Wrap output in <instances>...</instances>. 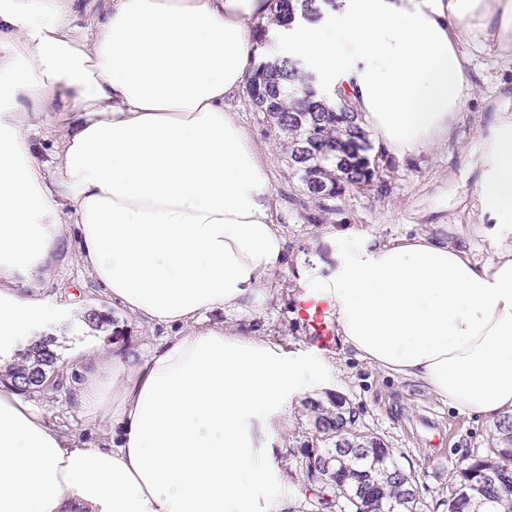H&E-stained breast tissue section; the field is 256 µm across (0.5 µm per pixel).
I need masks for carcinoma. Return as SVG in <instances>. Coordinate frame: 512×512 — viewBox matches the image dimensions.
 <instances>
[{"label": "carcinoma", "mask_w": 512, "mask_h": 512, "mask_svg": "<svg viewBox=\"0 0 512 512\" xmlns=\"http://www.w3.org/2000/svg\"><path fill=\"white\" fill-rule=\"evenodd\" d=\"M333 0H276L273 20L259 27L254 41L261 47L266 36L296 18L315 21ZM247 96L252 107L264 92L274 100L264 120L281 141L288 168L297 177L309 197L322 201L321 211L336 213V207L325 204L354 187L371 182L376 176L368 151L371 145L361 114L347 102L330 103L329 92L318 83L301 78L299 62L289 56L263 57L258 62L248 85ZM53 338L47 337L26 348L16 349L13 359L5 366L6 376L16 383L35 368H52L57 354L52 349ZM305 406L310 414L311 431L295 454L293 472L303 498L304 512H315L316 502L331 492L324 484L312 481L311 470L305 465L339 447L337 431L345 424L353 427L356 418L345 412L342 396L327 395V401L310 397ZM498 439L488 448L483 459L473 461L458 473L450 491L447 512H480L483 502L496 503V512H512V419L496 425ZM357 441L367 447L369 455L360 464L368 472L362 477L363 487L358 502L347 512H364L368 508L387 510L391 505L409 504L410 512H419L421 501L416 496V480L404 469L393 476L381 474L384 464L395 458L383 439L365 430L356 429Z\"/></svg>", "instance_id": "1"}]
</instances>
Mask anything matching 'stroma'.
Segmentation results:
<instances>
[{"instance_id":"obj_1","label":"stroma","mask_w":512,"mask_h":512,"mask_svg":"<svg viewBox=\"0 0 512 512\" xmlns=\"http://www.w3.org/2000/svg\"><path fill=\"white\" fill-rule=\"evenodd\" d=\"M473 67L477 92L458 113L447 145L408 161L373 149L371 156L379 168L377 177L338 199V211L328 216V223L383 240L440 234L480 259L490 258L488 241L480 232L473 209L477 174L469 167L467 150L492 121L496 102L512 95V77L487 55H477ZM229 107L252 130L264 155L272 213L287 238L288 266L265 278L249 308L230 316L228 322L304 363L302 390L272 435L274 468L286 484L293 512H298L301 499L286 464L290 449L299 446L309 429L302 402L329 390L347 399L358 426L383 438L402 463L416 472L424 512H446L442 502L459 469L469 457L494 442V422L456 413L423 390L371 368L342 345L320 351L310 343L296 304L317 278L328 274L327 268L314 266L309 259L312 244L319 238V226L310 217L319 214L320 208L317 201L305 199L301 183L289 175L282 149L267 135L263 115L252 110L247 95H239ZM67 124L65 113L52 112L30 131L29 138L41 162L55 165ZM15 294L22 301L38 300L47 316L29 325L24 335L15 337L11 348L54 337L62 369L75 375L81 384L88 371L85 359L78 354L81 347L98 341L108 345L117 338L122 349L143 354L169 334L168 328L113 306L82 266L74 245L57 252L44 273L19 278ZM89 308L108 314V322L98 329L88 328L82 315ZM27 398L81 441H97L107 428L82 402H68L51 388H40L28 393ZM428 424L444 434L442 446L427 441L424 427Z\"/></svg>"}]
</instances>
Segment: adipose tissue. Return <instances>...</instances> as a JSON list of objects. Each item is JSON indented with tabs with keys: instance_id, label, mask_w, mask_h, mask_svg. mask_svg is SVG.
I'll list each match as a JSON object with an SVG mask.
<instances>
[{
	"instance_id": "adipose-tissue-1",
	"label": "adipose tissue",
	"mask_w": 512,
	"mask_h": 512,
	"mask_svg": "<svg viewBox=\"0 0 512 512\" xmlns=\"http://www.w3.org/2000/svg\"><path fill=\"white\" fill-rule=\"evenodd\" d=\"M0 0V345L42 315L17 277L69 236L113 304L171 336L147 356L89 348L83 405L112 427L89 445L0 385V512H287L270 435L300 364L208 321L240 311L288 264L263 160L227 104L259 60L249 26L275 0ZM335 24L286 33L335 102L389 153L444 145L475 90L474 53L512 72V0H336ZM74 122L49 173L26 127ZM483 261L441 236L384 241L325 225L318 283L345 347L462 415L512 418V112L470 146Z\"/></svg>"
}]
</instances>
